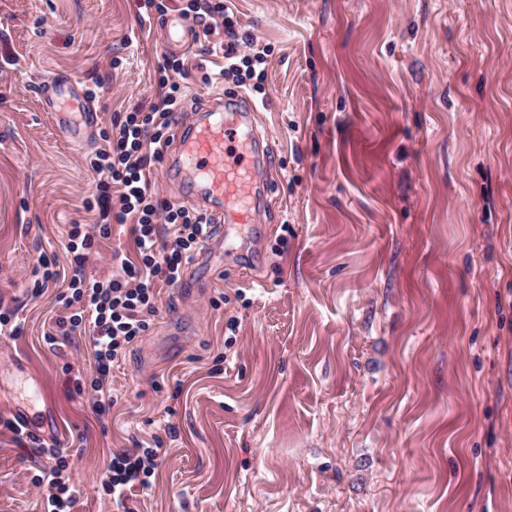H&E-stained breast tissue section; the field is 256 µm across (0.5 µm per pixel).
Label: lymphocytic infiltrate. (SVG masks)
Returning a JSON list of instances; mask_svg holds the SVG:
<instances>
[{
	"label": "lymphocytic infiltrate",
	"mask_w": 512,
	"mask_h": 512,
	"mask_svg": "<svg viewBox=\"0 0 512 512\" xmlns=\"http://www.w3.org/2000/svg\"><path fill=\"white\" fill-rule=\"evenodd\" d=\"M193 17L203 36L223 32L219 49L224 66L212 72L198 65L196 79L210 84L221 80L264 93L265 72L262 52H247L249 36L240 34L239 22L224 0H195ZM160 93L150 111H132L124 119L103 129L101 146L87 158L100 176L88 209L97 211L94 224H74L68 231L69 283L59 300L63 315L55 321L45 340L55 344L58 337L77 332L88 334L93 348L95 379L91 400L98 413L113 404L112 365L149 328V318L162 287L177 285L198 244L211 233L207 218L160 196L148 173L163 163L170 143L168 130L174 112L180 111L186 89L179 82L159 78ZM129 225L134 241L133 256L119 253L111 259L116 271L110 278L88 277L86 264L98 239L110 237L113 224ZM173 228L168 246L158 244L160 225ZM52 465L48 473L36 476L33 485L43 512H70L80 486L62 449H49ZM159 462L155 448H134L113 455L105 481L109 495L124 502L134 486L150 487Z\"/></svg>",
	"instance_id": "1"
}]
</instances>
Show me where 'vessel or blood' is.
Here are the masks:
<instances>
[{
    "label": "vessel or blood",
    "mask_w": 512,
    "mask_h": 512,
    "mask_svg": "<svg viewBox=\"0 0 512 512\" xmlns=\"http://www.w3.org/2000/svg\"><path fill=\"white\" fill-rule=\"evenodd\" d=\"M164 26L170 48H182L192 38L190 29L179 17L167 18ZM41 98L44 111L50 112L60 132L72 141H80L82 135L75 129L70 113L62 110V103L83 108L86 128H93L96 123V115L88 111L85 98L65 78L49 81ZM255 110L251 100L227 95L204 109L191 128L173 131L177 165L197 196L207 200L205 213L211 223L250 224L255 220V163L242 158L231 165L224 159L226 144L251 145Z\"/></svg>",
    "instance_id": "vessel-or-blood-1"
}]
</instances>
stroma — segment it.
I'll return each instance as SVG.
<instances>
[{"label": "stroma", "instance_id": "1", "mask_svg": "<svg viewBox=\"0 0 512 512\" xmlns=\"http://www.w3.org/2000/svg\"><path fill=\"white\" fill-rule=\"evenodd\" d=\"M268 46L254 223L163 288L97 416L85 336L44 335L40 257L94 223L83 163L149 110L171 51L145 0H0V417L62 425L72 512H512V0H232ZM98 115L76 145L39 86ZM132 253L116 225L87 273ZM161 440L117 508L113 454ZM39 440L0 427V512H42ZM42 105L45 112H50L60 132L72 141H80L84 135L93 128L96 123L95 112H90L88 102L77 92L74 86L65 78L52 79L44 87L41 94ZM68 102L80 107L84 112L83 122L85 131L80 133L73 125L70 112H64L61 108L62 103Z\"/></svg>", "mask_w": 512, "mask_h": 512}]
</instances>
